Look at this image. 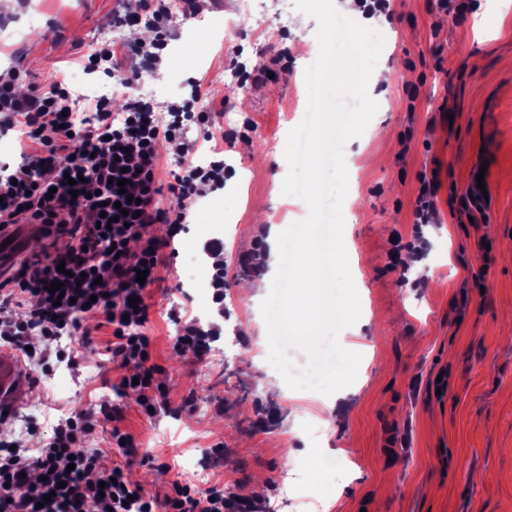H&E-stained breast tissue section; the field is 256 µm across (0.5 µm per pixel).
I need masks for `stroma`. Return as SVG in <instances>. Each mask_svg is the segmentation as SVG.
<instances>
[{
    "instance_id": "1",
    "label": "stroma",
    "mask_w": 512,
    "mask_h": 512,
    "mask_svg": "<svg viewBox=\"0 0 512 512\" xmlns=\"http://www.w3.org/2000/svg\"><path fill=\"white\" fill-rule=\"evenodd\" d=\"M164 6L175 34L159 69L142 78L149 97L162 108L184 100L171 76L180 66L185 81L201 84L200 105L216 127L252 125L224 155L233 177L221 190L197 194L177 255L165 257L159 280L145 290L142 331L171 410L148 418L134 391L115 390L121 371L106 350L112 328L105 325L77 345L78 366L30 369L0 439H29L36 422L46 436L59 418L116 407L120 430L153 458L126 464L105 431L91 442L101 451L98 470L123 467L148 496L169 492L179 476L201 490L219 484L225 495L253 498L262 512H512V5L495 10L474 0L456 20L432 10L431 0H393L390 16H360L383 36L376 67L391 81L370 86L378 111L343 148L344 236L354 246L349 265L367 317L359 332L338 334L362 359L338 400L345 411L328 429L326 395L266 391L253 360L260 327L247 321L252 303L241 290L272 272V226L308 215L282 184L287 135L306 115L313 60L302 42L317 23L299 27L304 14L294 0H201L195 8L187 0H140L134 10ZM130 10L128 0H0V70H20L22 93L71 77L101 41L127 43L118 19ZM34 13L41 27L17 42L15 31ZM189 28L194 57L184 53ZM283 48L284 70L274 62ZM244 69L270 77L232 93ZM416 82L412 101L405 88ZM481 166L488 200L471 221L454 202ZM425 170L440 183L436 221L424 228L422 259L396 266L393 241L414 236ZM211 238L224 241V306L202 312L181 279L188 255H202ZM258 238L263 249L252 272L239 258ZM185 318L218 329L205 359L172 350ZM54 379L63 389L50 388ZM217 443L220 465L202 454ZM340 448L346 460H336ZM313 449L332 460L317 475L308 465Z\"/></svg>"
}]
</instances>
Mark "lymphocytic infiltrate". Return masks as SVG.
Here are the masks:
<instances>
[{"label": "lymphocytic infiltrate", "mask_w": 512, "mask_h": 512, "mask_svg": "<svg viewBox=\"0 0 512 512\" xmlns=\"http://www.w3.org/2000/svg\"><path fill=\"white\" fill-rule=\"evenodd\" d=\"M126 22L153 30L151 41L126 46L123 55L136 59L140 72L155 73L173 37L168 13L157 9ZM120 56L107 42L88 55L83 67L116 76ZM19 79V71L0 72V125L21 133L20 162L0 176V232L23 215L40 225L43 236H63L67 242L56 257L23 263L7 278L8 290L0 295V343L25 350L34 328L49 344L77 333L87 339V321L105 319L112 327L108 350L123 371L118 389L135 390L145 415L155 417L167 410L168 400L163 385L153 379L158 367L151 361L150 338L141 331L149 311L144 285L154 282L163 247L149 228L168 220L174 237L188 217L184 204L171 220L156 205L159 148L175 147L182 171L176 191L185 202L200 187L223 189V160L202 166L195 157L203 144L218 137L231 145L239 133L214 135L209 113L194 109L200 98L196 83L187 99L163 113L151 99L131 93L116 124L111 98L96 99L94 122L81 123L75 118L78 97L66 80L22 96L16 90ZM192 124L202 127V138L188 137ZM124 193L129 201H121ZM143 268L148 275L141 282L137 272ZM55 282L62 286L57 295L50 292ZM133 298L138 301L134 307L129 304ZM23 304L29 307L26 317H14L10 306ZM114 418L111 411L88 410L59 419L33 461L41 475L35 482L24 476L26 446L1 439L0 512H242L240 499L225 496L220 486L200 493L178 478L159 499L131 486L118 466L100 481L89 480L99 452L86 444Z\"/></svg>", "instance_id": "f902f5d3"}]
</instances>
